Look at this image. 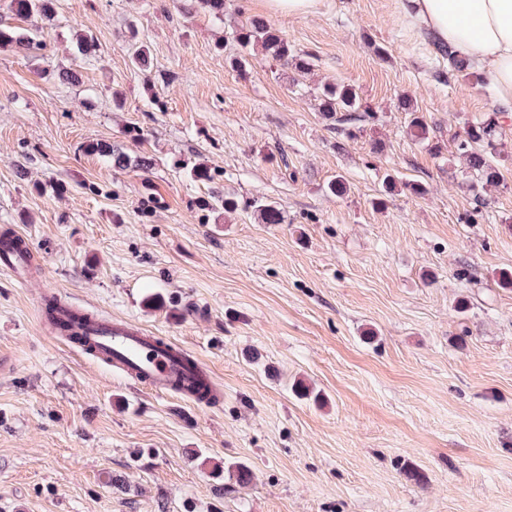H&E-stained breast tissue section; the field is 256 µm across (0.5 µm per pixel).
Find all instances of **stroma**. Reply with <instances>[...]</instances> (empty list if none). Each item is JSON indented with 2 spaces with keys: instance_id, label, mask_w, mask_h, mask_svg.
Instances as JSON below:
<instances>
[{
  "instance_id": "obj_1",
  "label": "stroma",
  "mask_w": 512,
  "mask_h": 512,
  "mask_svg": "<svg viewBox=\"0 0 512 512\" xmlns=\"http://www.w3.org/2000/svg\"><path fill=\"white\" fill-rule=\"evenodd\" d=\"M261 2L225 0L219 20L199 0H56L45 50H0V228L33 255L26 281L0 268V512H512V125L483 209L448 160L496 90L449 76L396 0L273 18L311 70L258 53L237 71ZM325 82L372 106L357 137L320 112ZM416 115L441 153L411 137ZM197 163L215 180L188 177ZM389 173L426 194L384 195ZM215 191L238 210H208ZM48 293L182 345L222 401L151 392L49 335ZM232 463L249 485L216 481Z\"/></svg>"
}]
</instances>
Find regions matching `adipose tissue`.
I'll list each match as a JSON object with an SVG mask.
<instances>
[{"mask_svg":"<svg viewBox=\"0 0 512 512\" xmlns=\"http://www.w3.org/2000/svg\"><path fill=\"white\" fill-rule=\"evenodd\" d=\"M400 14L468 58L512 112V0H398Z\"/></svg>","mask_w":512,"mask_h":512,"instance_id":"ef3b65f1","label":"adipose tissue"}]
</instances>
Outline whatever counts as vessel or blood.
<instances>
[{
  "label": "vessel or blood",
  "instance_id": "obj_1",
  "mask_svg": "<svg viewBox=\"0 0 512 512\" xmlns=\"http://www.w3.org/2000/svg\"><path fill=\"white\" fill-rule=\"evenodd\" d=\"M31 247L26 239L17 246L0 245V266L15 274L28 267ZM84 354L107 360L116 369L132 375L155 393L192 397L203 385H214L208 368L185 348L176 346L121 318L100 317L86 324L76 343Z\"/></svg>",
  "mask_w": 512,
  "mask_h": 512
}]
</instances>
